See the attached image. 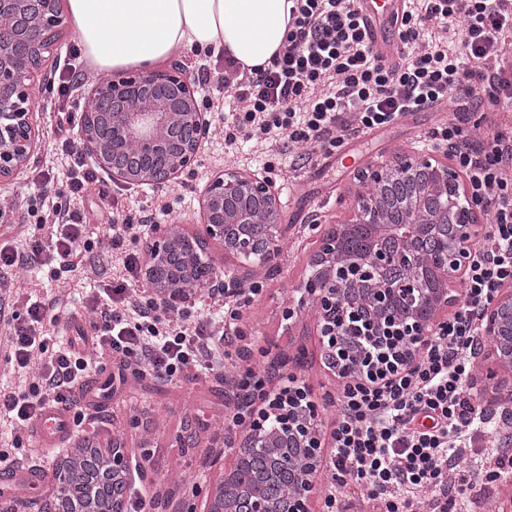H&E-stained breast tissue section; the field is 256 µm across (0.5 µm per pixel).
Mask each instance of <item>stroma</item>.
Masks as SVG:
<instances>
[{
	"label": "stroma",
	"mask_w": 512,
	"mask_h": 512,
	"mask_svg": "<svg viewBox=\"0 0 512 512\" xmlns=\"http://www.w3.org/2000/svg\"><path fill=\"white\" fill-rule=\"evenodd\" d=\"M80 49L78 37L69 25L58 28L42 71L52 80L71 78V92L60 98L49 95L44 80L39 79L29 92V99L35 104L39 143L29 165L12 182L0 187V193L15 202L8 223H0V235L7 241L22 242L33 224L28 213L29 197L40 196L49 202L66 185L71 158L62 152L57 140L75 139L83 102L92 96L97 85V75L89 70ZM179 60L194 81L196 99L225 97L223 53L188 50ZM511 107L503 101L487 100L481 107L467 109L452 101L443 112L405 113L387 127L347 136L346 142L357 159L345 171L320 158L301 160L299 151L285 144L272 158L254 143L243 140L228 156L222 135L215 132L203 141L194 172L162 186H150L122 182L99 168L95 171L96 183L74 199L72 206L83 223L95 227L111 223L113 209L124 210L137 223L154 214L157 204L164 202L170 208L169 221L182 224L185 231L191 232L201 221L200 193L212 171H239L271 179L280 201V221L288 229L275 259L262 265L258 276L262 290L241 306L235 329L244 345L263 349L266 362L278 365L276 387L286 386L288 377H296L306 387L319 419L325 420L335 412L332 401L339 381L323 367L314 308L299 290L311 273L310 256L320 230L353 216L357 176L365 165L402 153L441 155V148L432 138L437 127L461 113L479 135L493 113ZM111 254V247H103L83 263L73 281L47 280L37 268L4 278L0 281V298L22 302L53 299L61 308L78 313L86 294L98 287L99 271ZM89 383L99 386L101 393L98 403L86 407L96 422L76 427L70 448L87 440L108 455L118 444L125 448L129 460L146 465L147 480L133 485L144 501V512H183L185 505H202L208 489L220 476L213 460L224 453L219 435L224 431L225 406L234 397L224 377L163 381L126 370L116 357L103 362ZM190 423L196 426L195 445L180 447L177 438ZM70 448L34 455L32 440L24 428L14 431L11 440L0 441V456L16 464L37 458L43 472L40 488L19 490L18 498L44 500ZM173 469L183 474L176 486L166 479ZM460 512H512V472L494 483L474 482Z\"/></svg>",
	"instance_id": "stroma-1"
}]
</instances>
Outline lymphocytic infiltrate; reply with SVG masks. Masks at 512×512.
Returning a JSON list of instances; mask_svg holds the SVG:
<instances>
[{"label": "lymphocytic infiltrate", "instance_id": "f902f5d3", "mask_svg": "<svg viewBox=\"0 0 512 512\" xmlns=\"http://www.w3.org/2000/svg\"><path fill=\"white\" fill-rule=\"evenodd\" d=\"M290 16L287 42L270 67L247 73L226 59L224 85L240 103L224 128L226 143L243 134L272 150L286 136L336 149L355 123L380 128L444 100L512 101L505 45L512 0H425L423 12H406L400 29L403 45H416V52L392 63L373 53L356 0H294ZM433 138L466 174L473 200L487 206L490 231L471 255L453 314L410 363L398 360L394 347L360 338L329 434L330 510L339 504L338 489L355 487L370 512H448L449 498L469 488L458 458L474 433L490 430V419L467 402L464 384L474 372L482 312L512 283V134L493 121L476 137L455 120ZM39 226L47 237L31 235L26 248L0 246L1 273L38 266L60 280L74 271L78 252L97 246L70 203L53 207ZM114 262L121 276L107 278L90 299L96 350L163 379L223 369V337L168 316L133 290L136 251ZM58 313L57 304L39 302L22 314L0 312L7 328L1 358L12 368L35 369L18 389H0V414L17 424L34 422L50 403L73 408V391L87 375L82 354L47 351L46 326Z\"/></svg>", "mask_w": 512, "mask_h": 512}]
</instances>
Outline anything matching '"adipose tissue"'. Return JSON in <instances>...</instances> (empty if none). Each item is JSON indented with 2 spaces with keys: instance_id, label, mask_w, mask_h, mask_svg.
<instances>
[{
  "instance_id": "obj_1",
  "label": "adipose tissue",
  "mask_w": 512,
  "mask_h": 512,
  "mask_svg": "<svg viewBox=\"0 0 512 512\" xmlns=\"http://www.w3.org/2000/svg\"><path fill=\"white\" fill-rule=\"evenodd\" d=\"M94 72L150 69L184 51H224L242 68L270 66L292 23V0H66Z\"/></svg>"
}]
</instances>
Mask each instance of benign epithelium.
I'll list each match as a JSON object with an SVG mask.
<instances>
[{
  "label": "benign epithelium",
  "instance_id": "7a95c632",
  "mask_svg": "<svg viewBox=\"0 0 512 512\" xmlns=\"http://www.w3.org/2000/svg\"><path fill=\"white\" fill-rule=\"evenodd\" d=\"M62 24L59 0H0V183L29 164L36 150L35 115L28 86L39 75L53 30ZM172 74L140 72L111 83L99 112H82L81 147L125 183L167 184L194 170L210 123L201 112L181 64ZM460 175L450 164L404 155L370 165L356 192L357 210L322 235L311 257L304 292L312 300L326 368L336 372V337L348 315L365 319L370 333L412 359L417 344L447 323L479 235L478 205L455 192ZM201 224L188 234L178 224H152L142 280L152 302L179 312L203 295H219L243 279L225 280L204 257L209 243L224 252L256 254L268 262L281 237L277 199L265 177L219 171L201 194ZM490 344L494 367L512 374V289L502 288L484 309L473 355ZM485 413L512 423V386L496 383ZM253 416L273 415V428L253 423L232 440L230 465L211 490L206 512H309L322 469L315 417L283 391L255 403ZM129 465L113 445L112 460L95 471L110 512H125Z\"/></svg>",
  "mask_w": 512,
  "mask_h": 512
}]
</instances>
